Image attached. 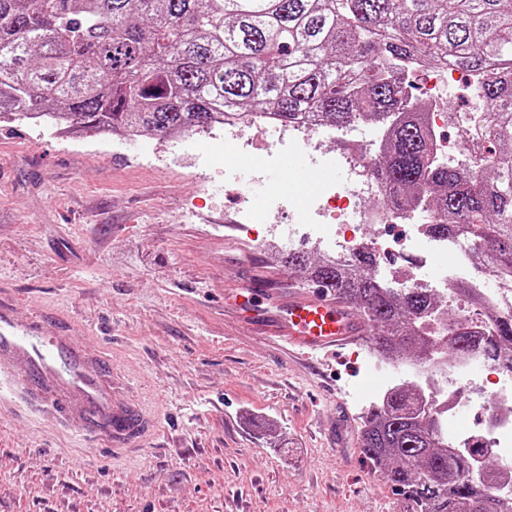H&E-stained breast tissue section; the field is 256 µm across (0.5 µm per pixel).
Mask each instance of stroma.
Masks as SVG:
<instances>
[{"mask_svg":"<svg viewBox=\"0 0 512 512\" xmlns=\"http://www.w3.org/2000/svg\"><path fill=\"white\" fill-rule=\"evenodd\" d=\"M194 150L159 165L84 130L0 126V289L20 319L66 316L160 416L114 462L17 401L0 416V512H403L359 447L367 347L295 358L225 315V291L266 266L297 281L234 222L265 188Z\"/></svg>","mask_w":512,"mask_h":512,"instance_id":"stroma-1","label":"stroma"}]
</instances>
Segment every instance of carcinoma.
<instances>
[{"label": "carcinoma", "instance_id": "obj_1", "mask_svg": "<svg viewBox=\"0 0 512 512\" xmlns=\"http://www.w3.org/2000/svg\"><path fill=\"white\" fill-rule=\"evenodd\" d=\"M400 59L483 79L478 166L438 159L405 77L386 70ZM234 109L387 127L374 163L387 201H429L434 234L463 239L512 281V0H0L2 123L65 114L96 133L168 135ZM279 261L350 304L384 363L479 355L512 368V321L486 340L461 315L438 319L435 289L389 287L369 252L347 263L288 248ZM426 401L421 387L400 384L360 417V448L406 512H512V500L489 493L512 484V468L488 463L483 487H470L467 460L485 442L456 448Z\"/></svg>", "mask_w": 512, "mask_h": 512}]
</instances>
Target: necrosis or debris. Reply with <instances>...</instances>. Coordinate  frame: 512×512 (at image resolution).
Instances as JSON below:
<instances>
[{
    "label": "necrosis or debris",
    "instance_id": "4bbe7bcc",
    "mask_svg": "<svg viewBox=\"0 0 512 512\" xmlns=\"http://www.w3.org/2000/svg\"><path fill=\"white\" fill-rule=\"evenodd\" d=\"M456 75V68L445 67L427 83L422 101L429 129L447 125L442 99ZM213 128L223 134L225 156L250 154L259 134L284 130L287 147L304 154L310 166L341 172L340 180L323 182L299 209L287 193H267L254 206L241 208L240 224L272 225L288 245L304 239L313 249L339 258L365 248L402 256L403 264L385 269L384 278L405 288H447L468 278L465 244L431 238L424 214L387 204L364 162L368 146L380 137L378 127L356 121L336 128L302 118L284 128L270 113L251 112L217 117ZM433 397L447 424L465 411L483 412L478 435L502 465L512 466V373L473 356L452 364L447 383L437 385Z\"/></svg>",
    "mask_w": 512,
    "mask_h": 512
}]
</instances>
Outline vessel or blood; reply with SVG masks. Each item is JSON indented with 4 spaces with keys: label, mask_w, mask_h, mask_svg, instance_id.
<instances>
[{
    "label": "vessel or blood",
    "mask_w": 512,
    "mask_h": 512,
    "mask_svg": "<svg viewBox=\"0 0 512 512\" xmlns=\"http://www.w3.org/2000/svg\"><path fill=\"white\" fill-rule=\"evenodd\" d=\"M322 172L289 157L278 182L293 188L299 181L322 179ZM238 319L253 336L273 339L304 354L362 344L369 330L335 293L314 288L307 297L284 293L276 282L234 289ZM124 383L98 353L76 346L66 320L45 325L20 320L12 302L0 298V405L23 394L40 412L63 418L83 437L108 442L112 459L146 441L156 420L133 399L117 400Z\"/></svg>",
    "instance_id": "obj_1"
}]
</instances>
